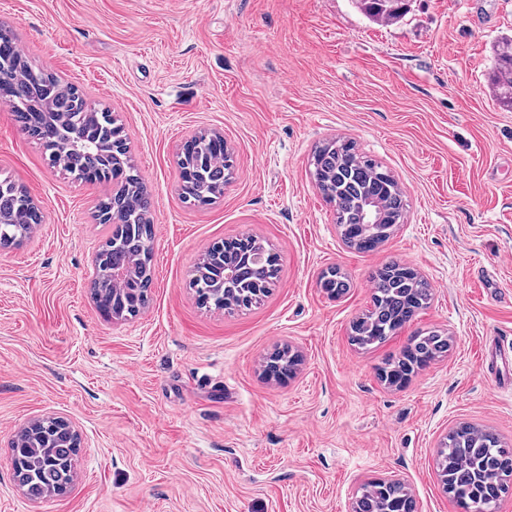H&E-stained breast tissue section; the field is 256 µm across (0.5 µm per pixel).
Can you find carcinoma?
Segmentation results:
<instances>
[{
	"label": "carcinoma",
	"instance_id": "carcinoma-1",
	"mask_svg": "<svg viewBox=\"0 0 512 512\" xmlns=\"http://www.w3.org/2000/svg\"><path fill=\"white\" fill-rule=\"evenodd\" d=\"M372 22H392L408 10L409 0H353ZM0 89L11 94L21 131L50 151L53 163L77 180L109 181L112 191L97 204L100 211L117 210L112 234L100 247L92 295L98 309L117 319L137 314L147 302L151 281L150 245L153 224L150 194L136 173L128 150L111 153L121 138L112 113L91 109L72 84L34 68L23 58L14 33L0 27ZM492 91L498 104L512 109V53H496ZM231 157L219 151L211 136L198 135L178 166L193 164L199 178L183 186L186 199L208 203L224 190ZM313 177L323 198L335 207V220L344 243L361 253L371 252L389 239L404 218L406 203L398 184L383 176L375 160L359 153L349 140H333L313 156ZM37 221L34 204L24 188L0 183V248L20 246ZM230 260L236 274L224 282V264ZM275 268L262 271L234 252L224 254L214 245L197 264L191 285L199 302L217 309L247 307L265 295ZM371 305L351 325L350 340L372 349L395 335L432 299L431 285L413 269L391 261L372 274ZM322 288L339 297L350 288L338 269L323 275ZM449 338L430 330L411 338L399 353L389 355L383 379L392 386L448 352ZM298 361L287 346L277 347L265 359L264 374L275 381L288 379ZM12 452L28 460L14 472L26 495L34 500L63 495L74 479L75 438L55 419H47L13 441ZM445 491L465 512H496L500 498L512 483V446L494 431L463 423L441 442L436 460ZM397 498L406 512L416 502L400 482L373 481L361 488L354 512H384L386 501Z\"/></svg>",
	"mask_w": 512,
	"mask_h": 512
}]
</instances>
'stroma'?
I'll list each match as a JSON object with an SVG mask.
<instances>
[{
	"label": "stroma",
	"mask_w": 512,
	"mask_h": 512,
	"mask_svg": "<svg viewBox=\"0 0 512 512\" xmlns=\"http://www.w3.org/2000/svg\"><path fill=\"white\" fill-rule=\"evenodd\" d=\"M0 23L37 68L118 117L153 200V280L133 318L103 317L92 259L112 227L110 184L52 166L0 109V179L42 222L0 248V512H353L362 484L398 479L416 512H460L437 476L448 430L512 443V111L493 96L512 0H410L373 23L351 0H0ZM218 132L224 193L184 201L177 152ZM390 171L408 210L375 251L347 248L311 176L332 138ZM260 238L278 260L269 294L217 310L189 286L213 244ZM396 260L434 298L381 346L351 345L373 272ZM351 287L329 299V267ZM452 338L402 388L378 377L416 332ZM287 345L285 384L261 376ZM81 435L70 492L28 499L10 442L27 422Z\"/></svg>",
	"instance_id": "obj_1"
}]
</instances>
